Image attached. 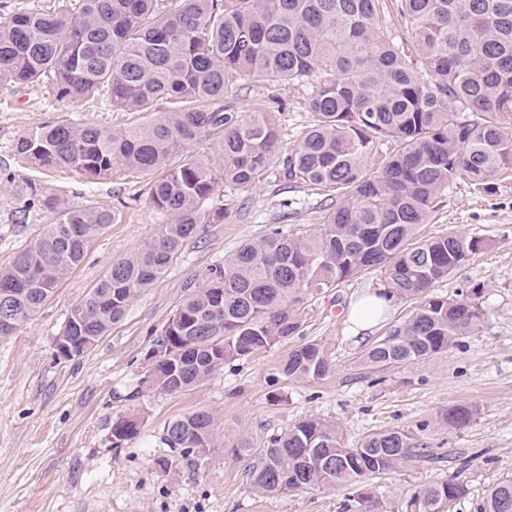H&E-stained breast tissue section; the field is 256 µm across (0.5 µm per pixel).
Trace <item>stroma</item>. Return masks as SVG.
Returning a JSON list of instances; mask_svg holds the SVG:
<instances>
[{
  "mask_svg": "<svg viewBox=\"0 0 512 512\" xmlns=\"http://www.w3.org/2000/svg\"><path fill=\"white\" fill-rule=\"evenodd\" d=\"M310 92L307 84L283 90L255 74L238 80L225 98L245 112L278 113L279 147L285 153L313 120ZM63 119L123 129L141 116L60 100L41 85L0 80V266L52 219L29 195L27 182L74 207H114L122 213L121 222L91 244L38 315L0 340V512H338V490L254 495L242 463L228 448L217 450L195 471L177 464L160 440L162 430L197 409L212 412L224 431L257 444L313 416L337 422L350 445L374 431L400 429L449 452L445 462L396 468L375 478L391 512H398L414 486L453 475L468 487L453 512H477L491 486L512 478V176L498 179L489 192L456 180L431 223L419 228L423 238L454 230L490 241L434 288L448 298L476 285L483 288L486 321L460 346L420 363L361 373L353 364L356 354L412 310L411 302L392 301L376 324L359 330L350 310L380 288L379 276L368 273L313 299L303 313L300 335L225 365L181 396L139 394L135 388L145 372V354L198 272L243 243L259 240L272 225H288L300 235L319 231L331 193L288 183L276 171L255 186L230 191L225 222L205 225L108 336L83 355L61 360L54 338L71 306L113 260L149 240L163 220L149 201L153 175L119 170L90 182L66 169L24 164L15 149L18 138ZM304 340L328 346L335 372L317 382L270 385L275 365ZM457 403L473 404L477 413L468 427L452 430L443 415ZM133 409L141 415L138 436L113 447V418Z\"/></svg>",
  "mask_w": 512,
  "mask_h": 512,
  "instance_id": "stroma-1",
  "label": "stroma"
}]
</instances>
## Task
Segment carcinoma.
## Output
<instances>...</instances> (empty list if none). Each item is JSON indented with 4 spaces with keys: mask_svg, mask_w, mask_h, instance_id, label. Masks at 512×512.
Returning a JSON list of instances; mask_svg holds the SVG:
<instances>
[{
    "mask_svg": "<svg viewBox=\"0 0 512 512\" xmlns=\"http://www.w3.org/2000/svg\"><path fill=\"white\" fill-rule=\"evenodd\" d=\"M79 0L54 12L16 7L0 21V76L49 84L60 99L107 97L112 107L147 115L119 130L51 121L20 137L16 151L33 168H67L102 180L117 169L156 172L150 201L166 221L75 303L63 335L99 341L132 301L160 278L204 224L227 215L223 189H245L277 169L292 183L336 191L320 230L298 235L275 225L198 274L152 350L149 392L175 397L227 362L272 349L299 334L308 303L366 272L381 274V295L413 303L403 323L355 360L372 372L424 361L458 346L483 324L481 289L459 298L434 292L490 240L449 231L417 237L454 181L489 188L512 171V0ZM413 45L396 41L395 23ZM258 74L287 88L309 78L313 123L286 153L273 112H242L224 100L229 84ZM161 103L170 105L157 111ZM382 139L393 154L367 173ZM215 145L212 156L194 153ZM0 267V317L9 334L37 315L119 211L69 207ZM327 346L311 340L283 356L269 381H319L335 369ZM472 406L448 407L458 430ZM133 411L112 419V444L140 433ZM161 442L187 467L229 446L259 496L308 489L344 491L341 512H386L372 476L444 454L398 429L345 443L334 421L305 418L256 445L226 443L206 410L167 423ZM467 494L456 476L416 487L404 512H450ZM479 512H512V479L492 486Z\"/></svg>",
    "mask_w": 512,
    "mask_h": 512,
    "instance_id": "cac0c4a2",
    "label": "carcinoma"
}]
</instances>
